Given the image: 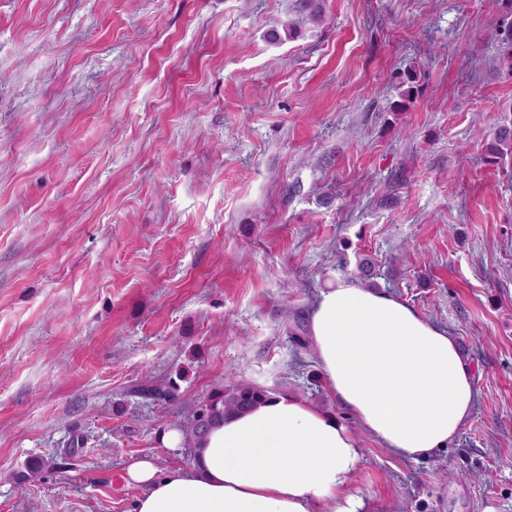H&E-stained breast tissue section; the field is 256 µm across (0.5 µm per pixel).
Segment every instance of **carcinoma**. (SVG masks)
<instances>
[{
	"instance_id": "cac0c4a2",
	"label": "carcinoma",
	"mask_w": 512,
	"mask_h": 512,
	"mask_svg": "<svg viewBox=\"0 0 512 512\" xmlns=\"http://www.w3.org/2000/svg\"><path fill=\"white\" fill-rule=\"evenodd\" d=\"M505 19L499 29L498 70L512 78V0H498ZM400 100L390 106L393 112H404L419 93L417 71L411 69L400 77ZM484 158L491 165H506L512 162V118L505 116L484 143ZM139 395L151 401L171 402L175 400L174 386H146L138 389ZM271 398L267 390L229 380L214 388L202 398L187 414L173 422V427L181 434L179 448L181 454L191 463L199 461L206 439L212 429L237 413L247 412ZM46 470H53L62 478H67V470L55 458L36 457L25 464V471L18 475L19 481H34Z\"/></svg>"
}]
</instances>
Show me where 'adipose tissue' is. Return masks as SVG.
Instances as JSON below:
<instances>
[{"mask_svg": "<svg viewBox=\"0 0 512 512\" xmlns=\"http://www.w3.org/2000/svg\"><path fill=\"white\" fill-rule=\"evenodd\" d=\"M310 334L329 393L390 453L425 458L470 417L473 368L456 340L386 292L349 282L322 289ZM355 435L303 400L272 397L227 419L188 471L131 464L134 512H361L349 494Z\"/></svg>", "mask_w": 512, "mask_h": 512, "instance_id": "1", "label": "adipose tissue"}]
</instances>
